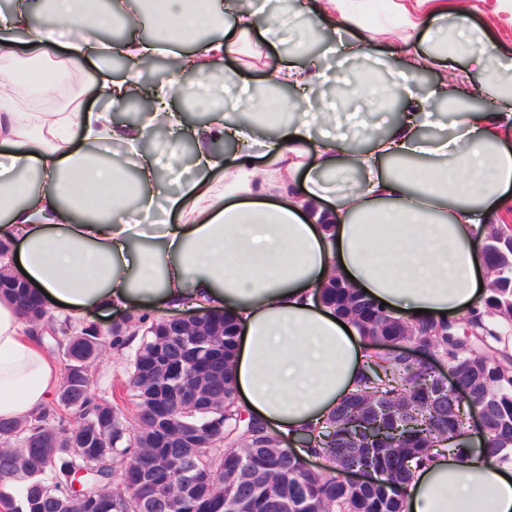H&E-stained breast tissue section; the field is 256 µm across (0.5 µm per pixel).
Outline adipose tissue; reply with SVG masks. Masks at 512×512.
<instances>
[{
    "label": "adipose tissue",
    "mask_w": 512,
    "mask_h": 512,
    "mask_svg": "<svg viewBox=\"0 0 512 512\" xmlns=\"http://www.w3.org/2000/svg\"><path fill=\"white\" fill-rule=\"evenodd\" d=\"M367 0H323L308 11L286 8L256 28L252 0H43L46 21L30 22L28 0L0 14V239L14 245L9 267L36 281L45 305L81 315L150 314L190 308L229 312L239 322L234 380L239 405L287 444L321 423L351 392L370 353L358 331H345L316 289L330 272L410 317L457 316L481 302L487 275L474 251L483 226L512 202V64L475 33L464 0H435L432 52L413 54L418 72L463 56L495 90L498 112L450 113L449 134L430 136L433 114L409 98L384 134L360 150L333 135L336 115L315 105L321 69L294 63L267 69L269 82L298 93L302 111L255 95L231 111L210 110L192 131L191 178L162 194L158 169L144 151L163 121L169 137L183 121L171 106L181 76L240 75L224 59L249 48L248 68L265 67L267 51L289 22L308 29L358 24ZM151 22L141 39L99 34L117 17ZM166 44L178 63L155 90L154 111L115 122L108 108L84 110L82 91L48 107L70 71L94 69L100 95L123 101L143 60ZM127 73L113 78L115 58ZM54 63L51 81L21 80L35 63ZM27 111H20V104ZM276 126L269 140L261 125ZM230 141L261 157H218ZM120 143V161L106 158ZM61 380L56 362L28 333L15 302L0 296V418L37 412ZM405 512H512V461L456 456L416 470Z\"/></svg>",
    "instance_id": "ef3b65f1"
}]
</instances>
